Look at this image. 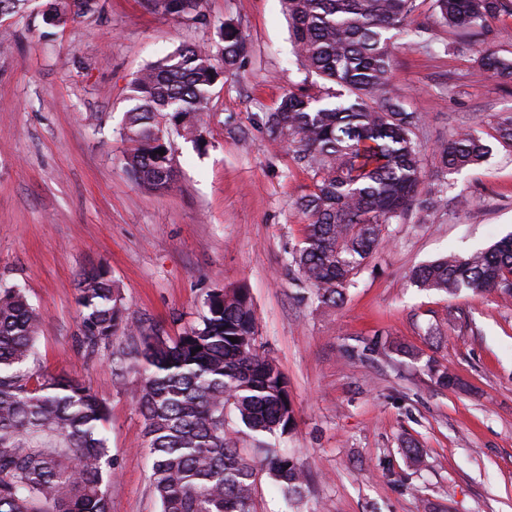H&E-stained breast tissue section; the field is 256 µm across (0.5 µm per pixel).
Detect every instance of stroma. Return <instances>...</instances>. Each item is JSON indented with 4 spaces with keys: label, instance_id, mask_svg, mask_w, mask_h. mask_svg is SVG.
Segmentation results:
<instances>
[{
    "label": "stroma",
    "instance_id": "stroma-1",
    "mask_svg": "<svg viewBox=\"0 0 512 512\" xmlns=\"http://www.w3.org/2000/svg\"><path fill=\"white\" fill-rule=\"evenodd\" d=\"M34 16H0V282L23 288L44 312L40 363L82 381L111 410L107 436L119 478L112 512H158L150 488L138 376L118 358L128 339L88 353L80 342L75 280L106 265L130 320L175 336L203 312L215 288H245L256 344L284 373L296 427L278 443L309 475L301 512H512V302L423 291L412 270L448 251L465 255L512 233V147L495 122L512 111V80L456 52L432 0H417L426 41L399 36L393 76L418 131L427 175L435 146L477 129L491 155L448 177L447 211L388 225L385 242L340 307L299 301L288 253L305 226L293 202L312 184L261 122L290 91L323 81L302 66L280 0H203L199 24L143 0H99L95 13L47 28ZM247 38L237 74L213 90L198 153L172 136L177 180L145 192L119 159L131 86L147 65L184 44L221 52V27ZM436 324L441 336L425 331ZM393 350L364 359L347 348L373 340ZM416 350L418 358L396 351ZM462 382L431 381L426 359ZM423 452L421 463L404 453Z\"/></svg>",
    "mask_w": 512,
    "mask_h": 512
}]
</instances>
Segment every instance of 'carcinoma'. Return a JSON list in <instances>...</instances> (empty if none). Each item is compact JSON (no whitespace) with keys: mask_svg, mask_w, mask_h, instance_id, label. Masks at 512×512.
Returning a JSON list of instances; mask_svg holds the SVG:
<instances>
[{"mask_svg":"<svg viewBox=\"0 0 512 512\" xmlns=\"http://www.w3.org/2000/svg\"><path fill=\"white\" fill-rule=\"evenodd\" d=\"M437 20L455 32L454 48L477 54L480 68L512 80V56L467 36L489 19L512 16V0H433ZM147 7L207 22L201 0H145ZM303 65L335 85L323 93L289 92L262 118L273 144L286 147L313 176L295 200L306 234L289 266L318 304L336 308L355 276L384 242L389 224L409 216L425 223L448 208V174L481 165L490 149L472 128L453 131L435 148L436 177L427 180L416 131L425 117L392 91L397 65L393 32L410 26L416 0H282ZM98 0H48L45 23L64 28L97 11ZM224 47L188 44L149 65L133 84L135 106L123 129V171L163 194L176 181L168 127L200 146L213 87L235 72L246 50L240 28L222 27ZM495 139L512 145V114L499 118ZM164 154H159V151ZM426 291L512 300V236L466 256L455 252L418 266ZM81 342L89 353L115 336L138 366L137 408L152 460L159 512H255L257 469L300 504L308 475L272 439L291 431L288 383L256 345V315L244 288H216L204 313L178 336L129 322L108 269L77 277ZM43 314L19 288L0 284V512H112L117 477L105 433L110 410L81 381L37 363ZM237 339L233 343L230 338ZM437 383L460 380L434 360ZM232 408L255 445L246 456L225 430Z\"/></svg>","mask_w":512,"mask_h":512,"instance_id":"obj_1","label":"carcinoma"}]
</instances>
